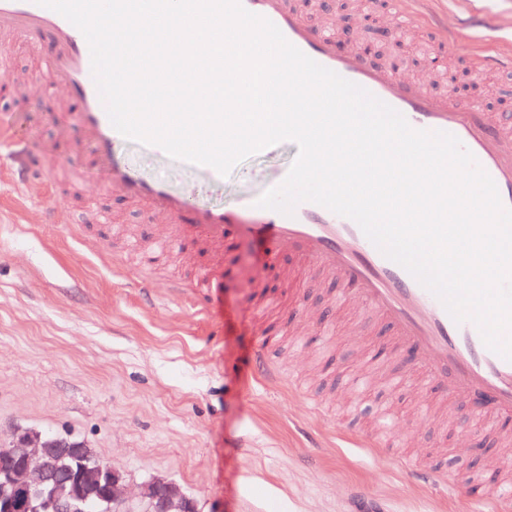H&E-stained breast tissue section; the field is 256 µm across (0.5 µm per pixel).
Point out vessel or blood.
<instances>
[{"mask_svg": "<svg viewBox=\"0 0 512 512\" xmlns=\"http://www.w3.org/2000/svg\"><path fill=\"white\" fill-rule=\"evenodd\" d=\"M242 4L274 23L309 58L401 113L412 128L457 137L493 179L503 204L512 208V127L482 103L433 94L424 85L406 81L399 68L372 66L360 54L339 49L333 35L309 25L289 0H242ZM398 5L401 24H436L444 43L471 38L473 28L481 24L471 13L459 17L456 28L440 26L432 0H398ZM21 38L48 49L51 77L66 92L58 110L93 144L107 191L138 204L145 215L164 219L167 231L162 241L180 245L186 238L199 237L220 253L231 233L265 243L274 251L292 243L301 246L304 256L342 282L339 302L358 295L371 315L390 327L394 346L387 351L389 358L409 356L427 368L425 382L437 388L439 406H468L487 422L490 435L501 434L505 421L512 419V361L490 350L474 323L455 322L443 303L405 268L386 258L355 221L313 202L299 203L290 216L257 207L251 199L232 206L189 205L165 181L143 177L126 160L127 140L113 127L100 99L89 46L79 29L37 0H0V46L10 47ZM476 58L479 70L512 71L511 51L484 45ZM0 145L9 150V177L18 189H31L40 178L55 180L62 166L48 150L32 147L2 124ZM218 285L217 270L209 265L193 282H177L173 288L176 295L186 297ZM254 367L261 380L281 377L268 357L267 344L255 349ZM407 468L418 485L439 488L448 483L439 470L413 462ZM464 485L472 502H491L497 512H512V469L499 468L494 481L468 478Z\"/></svg>", "mask_w": 512, "mask_h": 512, "instance_id": "obj_1", "label": "vessel or blood"}]
</instances>
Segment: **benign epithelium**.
<instances>
[{
    "mask_svg": "<svg viewBox=\"0 0 512 512\" xmlns=\"http://www.w3.org/2000/svg\"><path fill=\"white\" fill-rule=\"evenodd\" d=\"M19 461L0 462V512H201L198 503L174 483L155 478L136 497L125 494V478L87 450L86 442L67 436L15 429L9 434ZM50 448H72L80 470L48 475ZM103 484L109 493L91 499L86 484Z\"/></svg>",
    "mask_w": 512,
    "mask_h": 512,
    "instance_id": "7a95c632",
    "label": "benign epithelium"
}]
</instances>
